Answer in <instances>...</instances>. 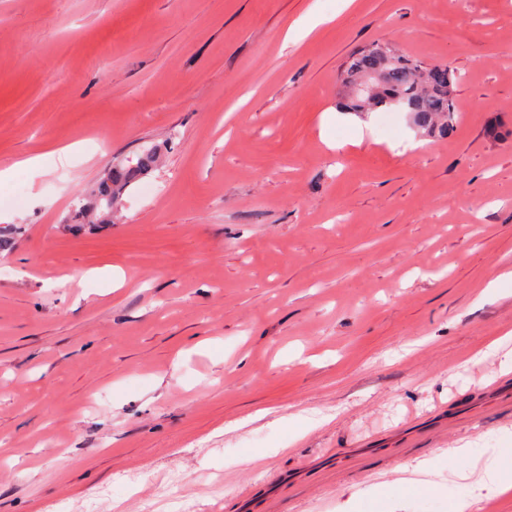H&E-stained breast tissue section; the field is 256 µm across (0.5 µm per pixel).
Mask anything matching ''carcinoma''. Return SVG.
<instances>
[{"mask_svg": "<svg viewBox=\"0 0 512 512\" xmlns=\"http://www.w3.org/2000/svg\"><path fill=\"white\" fill-rule=\"evenodd\" d=\"M350 81L360 74L376 72L381 79L372 95L343 96L338 103L341 111L372 112L388 105V99L398 96L411 106L414 124L426 135L451 136L457 123L454 92L456 77L444 64H427L389 44L372 43L359 50L345 69ZM155 152L146 150L136 162L119 163L98 182L86 210L99 213V223L106 224L112 216L109 202L119 195L136 177L153 166ZM22 233L20 226L0 227V252L9 251L15 237Z\"/></svg>", "mask_w": 512, "mask_h": 512, "instance_id": "carcinoma-1", "label": "carcinoma"}]
</instances>
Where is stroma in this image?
<instances>
[{
  "label": "stroma",
  "instance_id": "obj_1",
  "mask_svg": "<svg viewBox=\"0 0 512 512\" xmlns=\"http://www.w3.org/2000/svg\"><path fill=\"white\" fill-rule=\"evenodd\" d=\"M312 9L333 22L284 43ZM373 42L458 72L452 136L337 118ZM8 166L0 512H167L175 471L193 512H512L456 476L497 448L512 481V0H0ZM422 460L436 488L400 494ZM155 152L152 150L143 151L138 155L135 163L128 161V164L119 163L113 166L107 175L98 182L94 191L92 200L84 209L91 212H99V224H107L112 216V206H108L112 199V204L116 203V198L143 172L148 171L155 163ZM100 199L99 204L98 200Z\"/></svg>",
  "mask_w": 512,
  "mask_h": 512
}]
</instances>
